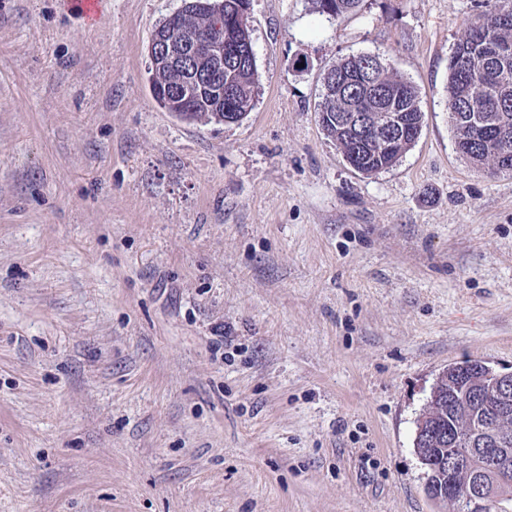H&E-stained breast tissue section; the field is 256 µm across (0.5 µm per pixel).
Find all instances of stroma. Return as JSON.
Listing matches in <instances>:
<instances>
[{
	"instance_id": "1",
	"label": "stroma",
	"mask_w": 512,
	"mask_h": 512,
	"mask_svg": "<svg viewBox=\"0 0 512 512\" xmlns=\"http://www.w3.org/2000/svg\"><path fill=\"white\" fill-rule=\"evenodd\" d=\"M0 0V512H446L413 443L466 358L512 372V174L458 151L484 0H251L235 124L152 96L182 0ZM380 55L424 124L364 175L325 69ZM361 0H312L315 12L338 18L355 9Z\"/></svg>"
}]
</instances>
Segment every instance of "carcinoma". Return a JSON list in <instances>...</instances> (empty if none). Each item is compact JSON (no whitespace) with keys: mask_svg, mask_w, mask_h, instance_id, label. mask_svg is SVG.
Instances as JSON below:
<instances>
[{"mask_svg":"<svg viewBox=\"0 0 512 512\" xmlns=\"http://www.w3.org/2000/svg\"><path fill=\"white\" fill-rule=\"evenodd\" d=\"M315 12L338 18L355 9L360 0H312ZM207 23L189 20V28L202 33L216 28L224 29L230 36L243 43H252L248 21L240 20L241 10L250 6V0H206ZM492 29L495 37L512 43V0H493L490 8L478 22L467 28L454 46L448 59V112L456 143L463 157L472 164L487 168L491 174H512V58L498 61L488 67L475 66L471 80L462 83L465 58L473 46L475 32L480 26ZM388 93L387 99L395 101V111L404 117L403 136L395 149L388 151L374 140L359 138L336 124V113L342 111L345 97L363 106L369 114L370 125L378 123V110L370 89L361 83L364 73ZM336 75V85L324 89L318 107L319 122L324 133L336 143L344 159H355V170L374 175L392 168L416 143L418 127L424 123L415 86L401 76L389 72L385 63H370L369 55L361 54L341 59L331 65ZM230 78L238 98V120H243L253 108L259 76L256 63H248L234 73L224 72ZM174 117L187 123L220 122L218 110L200 107L194 111H179ZM476 360H464L448 366V374L436 384L430 397L429 408L419 423L423 434L419 448L428 453L431 448H442L444 456L455 452L449 440L466 435L472 430L473 418L478 410L475 403L464 396V391H483L479 376L468 375ZM488 427L512 440V410L495 418ZM509 480L501 482L493 471L483 474V479L496 486V496L501 498L502 512H512V458L509 459Z\"/></svg>","mask_w":512,"mask_h":512,"instance_id":"cac0c4a2","label":"carcinoma"}]
</instances>
